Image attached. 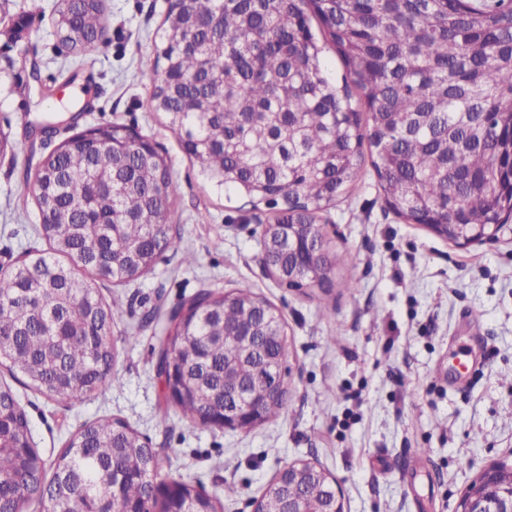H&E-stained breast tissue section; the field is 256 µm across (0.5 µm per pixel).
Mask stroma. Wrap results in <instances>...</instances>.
<instances>
[{"instance_id": "1", "label": "stroma", "mask_w": 512, "mask_h": 512, "mask_svg": "<svg viewBox=\"0 0 512 512\" xmlns=\"http://www.w3.org/2000/svg\"><path fill=\"white\" fill-rule=\"evenodd\" d=\"M18 2L28 14L21 36L0 23V137L22 146L0 154V268L26 248L47 247L34 231L25 173L69 136L72 101L89 107L80 127L116 123L146 136L177 187L169 222L178 249L137 283H96L113 303L115 331L140 330L138 342L120 350V385L58 403L18 390L45 460L85 421L119 418L159 451L162 473L217 496L236 485L223 512H252L266 484L297 459L337 479L344 512H457L483 470L512 467V232L457 247L395 215L365 162L355 193L321 221L331 248L350 253L352 264L323 288L281 286L261 264L271 209L226 198L183 151L166 114L147 105L142 73L156 63L170 0H106L109 42L88 53L68 86L53 0ZM25 53L39 61V79L22 64ZM45 122L59 136L31 134ZM188 251L196 256L190 265ZM240 282L281 314L290 352L285 410L245 431L185 418L166 403L157 374L171 313L201 291Z\"/></svg>"}]
</instances>
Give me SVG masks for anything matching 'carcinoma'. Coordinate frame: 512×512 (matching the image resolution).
Segmentation results:
<instances>
[{
	"label": "carcinoma",
	"instance_id": "obj_1",
	"mask_svg": "<svg viewBox=\"0 0 512 512\" xmlns=\"http://www.w3.org/2000/svg\"><path fill=\"white\" fill-rule=\"evenodd\" d=\"M310 4L350 81L332 84L311 30ZM15 30L26 16L0 0ZM53 25L75 56L105 45V0H55ZM157 60L144 72L148 107L163 112L184 152L226 196L275 209L324 257L303 267L272 231V276L324 283L347 253H331L319 221L360 179L362 148L388 207L411 224H497L512 217V0H173ZM368 118L361 121L358 105ZM111 193L95 196L100 173ZM36 232L49 250H28L0 272V369L46 399L78 400L120 382L112 305L96 278L127 285L177 247L168 224L176 187L166 157L123 127L72 134L34 173ZM158 372L175 368L173 403L204 426L224 416L235 377L263 391L264 423L287 405L262 359L243 358V331L279 336L267 356L288 354L281 315L247 285L203 291L172 314ZM160 460L136 429L112 418L84 423L48 463L33 443L14 388L0 377V512H141L176 490L175 512H217L218 499L182 478L158 483ZM325 482L273 479L257 512L284 496L304 512L323 504Z\"/></svg>",
	"mask_w": 512,
	"mask_h": 512
}]
</instances>
